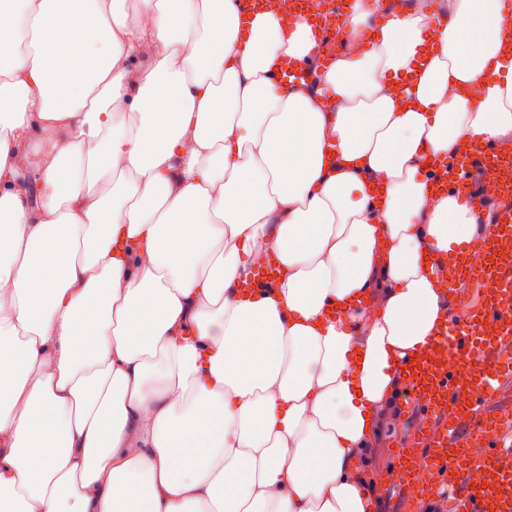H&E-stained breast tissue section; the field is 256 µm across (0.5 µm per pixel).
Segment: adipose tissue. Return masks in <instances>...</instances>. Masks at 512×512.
I'll return each mask as SVG.
<instances>
[{"label": "adipose tissue", "instance_id": "1", "mask_svg": "<svg viewBox=\"0 0 512 512\" xmlns=\"http://www.w3.org/2000/svg\"><path fill=\"white\" fill-rule=\"evenodd\" d=\"M113 2L0 9V512H370L361 453L479 239L424 169L512 146V18L354 0L308 90L267 78L307 24Z\"/></svg>", "mask_w": 512, "mask_h": 512}]
</instances>
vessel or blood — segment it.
Instances as JSON below:
<instances>
[{
	"instance_id": "obj_1",
	"label": "vessel or blood",
	"mask_w": 512,
	"mask_h": 512,
	"mask_svg": "<svg viewBox=\"0 0 512 512\" xmlns=\"http://www.w3.org/2000/svg\"><path fill=\"white\" fill-rule=\"evenodd\" d=\"M349 0H295L286 28L307 22L317 42L270 79L310 87L331 56L336 18ZM430 183L455 191L479 217L485 260L442 269L453 279L454 307L431 344L402 369L400 394L413 400L412 439L396 448L383 500L447 502L448 512H512V155L473 144L454 166H432Z\"/></svg>"
}]
</instances>
